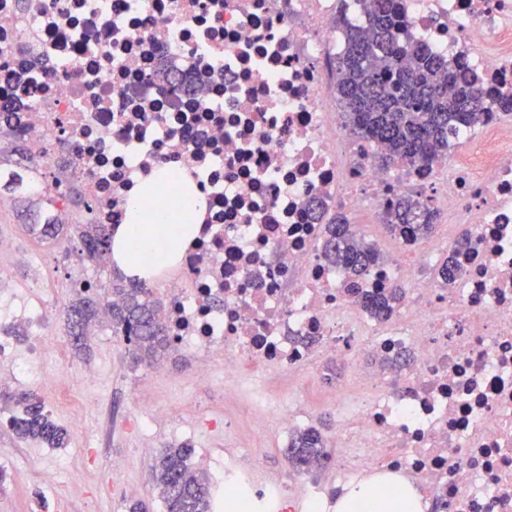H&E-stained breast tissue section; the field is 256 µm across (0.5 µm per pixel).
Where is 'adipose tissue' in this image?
I'll return each mask as SVG.
<instances>
[{
  "instance_id": "adipose-tissue-1",
  "label": "adipose tissue",
  "mask_w": 512,
  "mask_h": 512,
  "mask_svg": "<svg viewBox=\"0 0 512 512\" xmlns=\"http://www.w3.org/2000/svg\"><path fill=\"white\" fill-rule=\"evenodd\" d=\"M170 173L162 167L134 188L125 223L116 225L112 235V257L129 277H144L153 266L170 265L193 241L199 226L193 218L204 208L196 190L180 193L172 208L153 212L148 208ZM423 498L418 486L390 473L372 482L350 485L336 501V512H421Z\"/></svg>"
}]
</instances>
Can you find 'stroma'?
<instances>
[{
	"instance_id": "stroma-1",
	"label": "stroma",
	"mask_w": 512,
	"mask_h": 512,
	"mask_svg": "<svg viewBox=\"0 0 512 512\" xmlns=\"http://www.w3.org/2000/svg\"><path fill=\"white\" fill-rule=\"evenodd\" d=\"M46 202L40 197H14L0 211V237L13 250L0 253V336L13 347L0 369L12 371L10 382L0 385V469L8 482L0 489V512H129L142 500L147 512H164L155 491L151 467L163 448L191 443L192 464L207 476L213 497L224 490V455L258 457L268 477L286 478L290 465L286 443L269 420L225 430L224 417L245 411L239 388L224 382L223 368L202 388L194 383L200 358L189 351L168 350L164 372L150 364L134 363L133 348L114 335L108 320H100L97 333L88 335L86 351L73 347L67 329V306L73 298L75 275L91 276L95 267L81 263L79 241L56 246L38 243L28 225L43 221ZM30 307L48 308V321L33 326L21 313ZM64 374L67 383L58 391L45 388L41 376ZM338 363H319L303 380L276 381L282 405L308 419L324 432L336 429L334 404L324 395L344 377ZM38 393L53 420L67 429L63 448L19 439L9 424L19 415L12 396ZM168 411L165 419L147 420L142 400ZM81 419L72 428V416ZM138 489L124 494L125 485Z\"/></svg>"
}]
</instances>
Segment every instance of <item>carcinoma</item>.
Listing matches in <instances>:
<instances>
[{
	"label": "carcinoma",
	"mask_w": 512,
	"mask_h": 512,
	"mask_svg": "<svg viewBox=\"0 0 512 512\" xmlns=\"http://www.w3.org/2000/svg\"><path fill=\"white\" fill-rule=\"evenodd\" d=\"M360 2L366 24L344 23V47L336 56V91L345 117L355 134L380 148V164L405 162L429 168L448 152L449 135L456 126L480 120L490 105L474 80L464 76H452L455 91L448 94V86L438 80L448 63L417 43L398 39V0ZM18 119L14 101L0 99V128ZM436 218L419 197H406L384 214L395 236L408 232L424 236ZM31 232L45 241L71 232L82 242V259L96 264L110 257L109 243L98 224L65 225L51 217L44 224L32 225ZM470 244L467 235L456 241L451 256L439 265L438 277L447 281L460 274L454 253ZM322 248L325 257L345 273L354 294L358 293L356 282L381 260L374 246L341 215L327 222ZM110 293L120 297L121 303H102L90 288L77 291V301L68 309L70 324L85 328L104 314L140 358L154 359L168 348L169 336L157 319L158 306L149 299L148 289L114 284ZM398 295L395 288L382 296L364 294L360 299L363 307L382 319L393 313ZM16 400L22 412L11 418L10 425L20 438L50 448L65 447L67 433L51 419L37 394L25 392ZM193 454L190 445L181 444L163 449L157 457L154 480L165 512H211L209 482L191 469ZM286 454L297 468L329 459L325 437L315 427L293 433Z\"/></svg>",
	"instance_id": "1"
}]
</instances>
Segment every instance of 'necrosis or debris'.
Instances as JSON below:
<instances>
[{
    "label": "necrosis or debris",
    "mask_w": 512,
    "mask_h": 512,
    "mask_svg": "<svg viewBox=\"0 0 512 512\" xmlns=\"http://www.w3.org/2000/svg\"><path fill=\"white\" fill-rule=\"evenodd\" d=\"M400 7L401 39L512 96V0ZM341 9L359 24L358 0H0V97L21 118L5 135L31 150L20 189L55 201L81 187L89 221L109 226L142 178L174 165L206 200L200 234L159 278L174 347L223 353L250 418L285 431L297 417L270 397V376L342 362L337 477L387 470L422 485L433 510L512 512V113L458 127L468 158L379 166L330 95ZM32 58L50 72L10 80ZM406 195L426 196L449 240L472 244L447 284L419 272L432 238H392L363 287L404 295L378 321L324 260L310 204L360 228ZM369 351L411 359L378 371ZM224 471L244 475L226 491L241 512H302L321 492L299 469L281 482L229 456Z\"/></svg>",
    "instance_id": "1"
}]
</instances>
